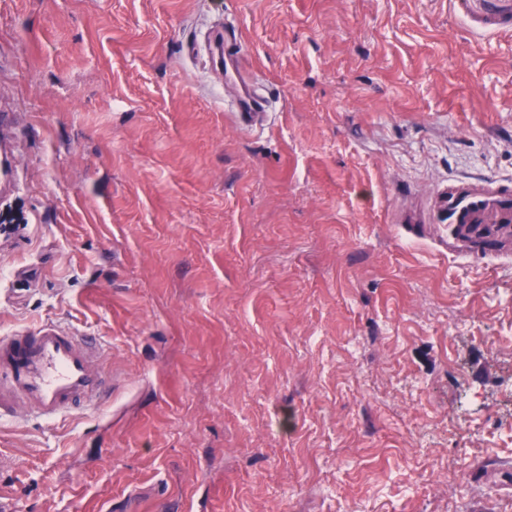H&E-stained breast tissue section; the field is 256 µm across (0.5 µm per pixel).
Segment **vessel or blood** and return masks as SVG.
<instances>
[{
	"label": "vessel or blood",
	"instance_id": "1",
	"mask_svg": "<svg viewBox=\"0 0 512 512\" xmlns=\"http://www.w3.org/2000/svg\"><path fill=\"white\" fill-rule=\"evenodd\" d=\"M489 212L498 228L512 229L510 196L452 189L438 207L440 223L458 239L467 236V223ZM106 393L93 341L51 322L0 336V418L24 410L55 419L80 406L99 408Z\"/></svg>",
	"mask_w": 512,
	"mask_h": 512
}]
</instances>
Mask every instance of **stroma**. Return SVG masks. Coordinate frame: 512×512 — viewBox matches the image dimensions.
<instances>
[{"label":"stroma","mask_w":512,"mask_h":512,"mask_svg":"<svg viewBox=\"0 0 512 512\" xmlns=\"http://www.w3.org/2000/svg\"><path fill=\"white\" fill-rule=\"evenodd\" d=\"M489 14L512 0H0V335L94 339L111 388L0 421V499L512 512V237L433 222L442 189L512 194Z\"/></svg>","instance_id":"35a3bbf8"}]
</instances>
